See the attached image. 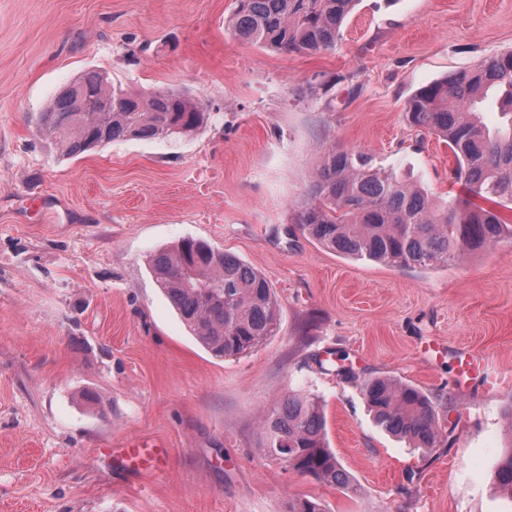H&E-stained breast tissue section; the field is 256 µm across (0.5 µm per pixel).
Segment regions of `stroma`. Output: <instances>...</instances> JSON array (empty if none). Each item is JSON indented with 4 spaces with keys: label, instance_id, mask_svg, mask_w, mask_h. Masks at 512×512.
Here are the masks:
<instances>
[{
    "label": "stroma",
    "instance_id": "35a3bbf8",
    "mask_svg": "<svg viewBox=\"0 0 512 512\" xmlns=\"http://www.w3.org/2000/svg\"><path fill=\"white\" fill-rule=\"evenodd\" d=\"M234 6L0 0V512H286L303 495L327 512H512L494 485L512 439V239L445 268H393L293 222L331 146L461 194L452 154L405 103L511 51L512 0H359L333 49L299 54L236 38ZM87 69L181 90L210 119L67 158L35 118ZM184 238L266 276L277 336L230 358L196 343L148 265ZM461 348L500 390H457ZM375 377L426 394L436 448L376 426L362 390ZM296 390L321 404L358 494L260 454L263 415ZM131 440L163 446L160 462L114 463L109 449Z\"/></svg>",
    "mask_w": 512,
    "mask_h": 512
}]
</instances>
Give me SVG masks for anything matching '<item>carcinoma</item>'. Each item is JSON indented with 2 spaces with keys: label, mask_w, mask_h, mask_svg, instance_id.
Listing matches in <instances>:
<instances>
[{
  "label": "carcinoma",
  "mask_w": 512,
  "mask_h": 512,
  "mask_svg": "<svg viewBox=\"0 0 512 512\" xmlns=\"http://www.w3.org/2000/svg\"><path fill=\"white\" fill-rule=\"evenodd\" d=\"M358 0H235L227 28L275 53H316L336 45ZM498 95L500 125L491 129L479 105ZM405 112L412 126L442 140L455 158L451 174L464 195L439 203L401 175L374 166L371 155L324 150L308 198L294 223L323 248L389 267L432 269L488 248L512 225V51L418 89ZM209 110L176 89L138 93L86 70L37 116L39 131L77 157L124 138L171 139L197 132ZM149 268L198 342L218 358L255 349L280 328L279 303L258 271L200 239H182L150 256ZM364 394L379 427L416 448L440 439L433 403L418 389L387 377L369 379ZM260 452L290 470L347 493L358 485L326 438L320 403L291 392L261 421ZM512 495V430L495 472ZM288 512H326L316 498L288 501Z\"/></svg>",
  "instance_id": "cac0c4a2"
}]
</instances>
